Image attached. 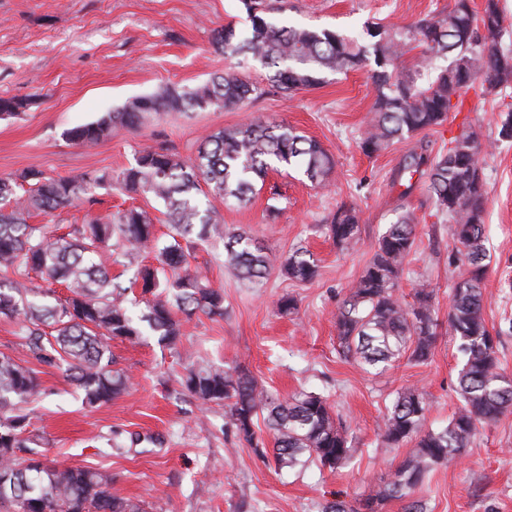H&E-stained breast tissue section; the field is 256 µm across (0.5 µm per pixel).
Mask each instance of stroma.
Masks as SVG:
<instances>
[{"instance_id":"obj_1","label":"stroma","mask_w":512,"mask_h":512,"mask_svg":"<svg viewBox=\"0 0 512 512\" xmlns=\"http://www.w3.org/2000/svg\"><path fill=\"white\" fill-rule=\"evenodd\" d=\"M451 3L288 0L274 18L282 25L354 36L366 23L412 25ZM248 24L241 0H0V98L23 103L14 115L0 117V177L31 169L54 177L88 170L114 176L147 147L164 146L187 159L206 134L256 117L319 140L334 162L322 185H312L298 167L272 170L248 203L219 205L225 230L246 232L270 258L267 281L256 288L239 280L224 263L222 238L193 244L191 267L224 290L223 316L184 321L173 350L153 338L113 339L112 353L130 374L131 387L110 404L85 407L62 370L31 355L20 322L0 317V353L37 371L44 389L32 406L29 429L46 439L49 458L106 470L123 495L153 503L158 512H320L338 495L358 504L369 483L387 476L406 454L402 448L385 449L379 436L378 425L397 391L415 386L423 392L428 428L447 425L459 404L460 359L448 328L457 278L450 263L453 227L436 215L424 180L407 194L395 181L412 141L394 142L372 157L359 148L375 97L370 67L290 96L270 88L235 112L151 114L139 128H113L93 148L67 139V130L135 97L166 85L189 89L222 74L226 62L213 43L215 30L230 25L242 31ZM461 97L462 110L449 113L443 126L423 137L438 155L447 152L452 136L469 128L485 147L484 317L498 341L501 370L512 377V140L498 136L502 115L512 109V88L490 95L476 84ZM274 188L282 195L276 212L268 209ZM94 196L56 211L54 224H83L125 206L115 187L98 188ZM342 204L354 206L360 217L361 242L349 250L336 248L323 229ZM400 207L416 215L418 237L399 294L409 303L418 281L431 285L438 337L427 363L404 360L374 376L338 355L335 318ZM299 248L319 266L317 278L307 284L280 273ZM287 295L296 299L297 309L286 316L278 301ZM202 360L242 366L280 397L302 391L325 395L351 441L348 465L336 471L313 466L277 471L272 459L226 428L224 405L201 403L183 391L186 367ZM116 430L153 435L160 442L145 453L113 448L105 439ZM415 497L425 512H512V410L479 427L464 458L436 467Z\"/></svg>"}]
</instances>
